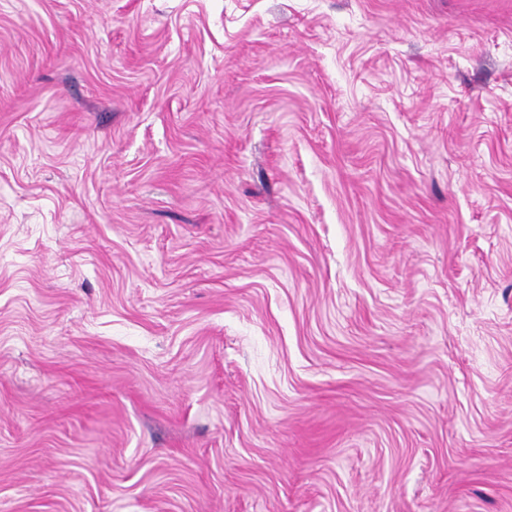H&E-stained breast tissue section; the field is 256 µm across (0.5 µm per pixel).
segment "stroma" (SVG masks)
Instances as JSON below:
<instances>
[{"label": "stroma", "mask_w": 512, "mask_h": 512, "mask_svg": "<svg viewBox=\"0 0 512 512\" xmlns=\"http://www.w3.org/2000/svg\"><path fill=\"white\" fill-rule=\"evenodd\" d=\"M0 512H512V0H0Z\"/></svg>", "instance_id": "1"}]
</instances>
